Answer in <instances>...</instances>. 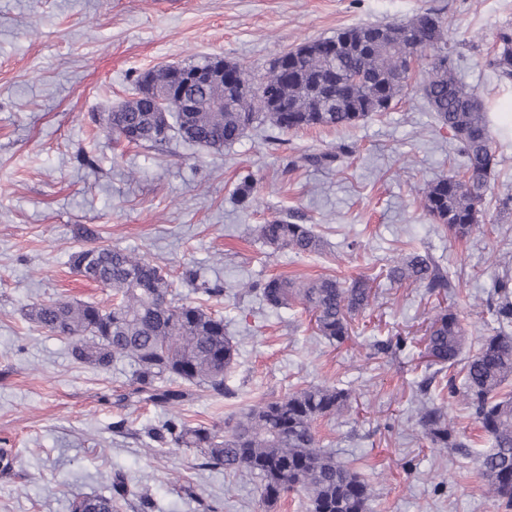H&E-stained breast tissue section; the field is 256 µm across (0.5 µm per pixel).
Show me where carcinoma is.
<instances>
[{"label": "carcinoma", "mask_w": 512, "mask_h": 512, "mask_svg": "<svg viewBox=\"0 0 512 512\" xmlns=\"http://www.w3.org/2000/svg\"><path fill=\"white\" fill-rule=\"evenodd\" d=\"M447 32V23L431 11L404 23L348 27L282 53L259 78L237 63L206 56L190 68L222 64L224 70L209 85L189 87L182 96L167 69L148 71L134 80V91L165 92L171 97V112H155L146 98L135 96L108 114L104 132L154 147L166 142L175 129L191 145L220 150L239 141L254 125L268 123L282 133L347 128L399 100L420 54L428 51L427 78L417 91L438 124L448 128L464 174L426 183L419 204L434 223L464 238L481 223L489 179L501 156L489 108L457 77ZM499 42L493 67L500 80L512 81V33H500ZM214 97L224 98V107L210 108ZM351 152L352 147L343 144L334 153H309L301 161L311 167L329 166ZM257 234L272 249L296 254L316 253L323 245L310 225L286 220L261 224ZM68 264L89 268L87 279L115 298L108 307L66 300L30 306L29 318L67 339L75 360L102 370L130 362L136 390L163 407L181 404L188 396L184 384L211 397L234 395L227 376L237 348L224 332V318L176 297L161 266L134 250L107 245L82 247L69 255ZM386 277L394 283L416 284L430 296L452 288L447 273L418 252L390 261ZM185 279L210 297L224 294L217 284L197 281L194 270L186 271ZM372 283L364 277L347 282L325 276L298 284L276 277L259 286H244L237 294L256 292L271 311L297 300L314 318L316 334L341 344L349 339L355 317L374 301ZM486 306L498 328L472 355L462 357L466 336L458 314L442 310L430 319L422 357L428 367L461 365V386L450 377L448 393L462 398L490 441V448L477 457L478 467L488 492L511 510L512 392L505 388L512 382V277L494 276ZM349 400L344 389L314 385L245 408L225 421L222 431L205 424L191 426L173 415L151 429L150 438L161 445L196 448L210 465L226 473L258 476L268 504L300 491L310 512H368L372 485L320 448L314 431L318 419L346 413ZM415 419L432 447H466L450 426L444 405L423 402ZM130 495L125 480L115 477L106 495H74L71 512H115Z\"/></svg>", "instance_id": "cac0c4a2"}]
</instances>
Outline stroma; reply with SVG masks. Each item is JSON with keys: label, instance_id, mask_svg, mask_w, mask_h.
<instances>
[{"label": "stroma", "instance_id": "35a3bbf8", "mask_svg": "<svg viewBox=\"0 0 512 512\" xmlns=\"http://www.w3.org/2000/svg\"><path fill=\"white\" fill-rule=\"evenodd\" d=\"M433 11L451 28L462 83L512 127V83L489 67L512 0H0V512H70L73 495L107 493L115 475L148 493L152 512H308L290 493L268 505L256 476L204 467L193 448L149 449L151 428L177 413L223 426L248 406L312 384L348 390L351 408L316 424L319 445L374 489L369 512H503L475 455L489 443L471 413L444 401L447 374L425 382L420 357L436 311L458 312L469 349L491 335L493 275L512 272V136L490 178L483 220L463 239L430 221L415 199L425 183L459 173V158L420 94L344 130L277 135L260 125L220 151L172 136L148 148L114 140L107 113L134 79L163 64L220 56L263 74L282 52L351 26L406 22ZM353 145L332 166L304 154ZM253 181L249 204L239 202ZM276 219L311 225L321 252L272 251L255 228ZM134 249L162 266L176 293L224 317L239 349L231 398L192 395L177 409L134 393L132 368L76 362L67 339L31 322L36 302L109 304L74 275L83 246ZM418 251L447 271L454 294L423 296L383 276L390 256ZM229 288L221 300L183 281L185 269ZM370 276L378 293L343 344L317 337L300 304L272 312L246 283L274 277ZM407 344L370 356L369 342ZM446 402L467 452L431 448L413 418L420 400Z\"/></svg>", "mask_w": 512, "mask_h": 512}]
</instances>
